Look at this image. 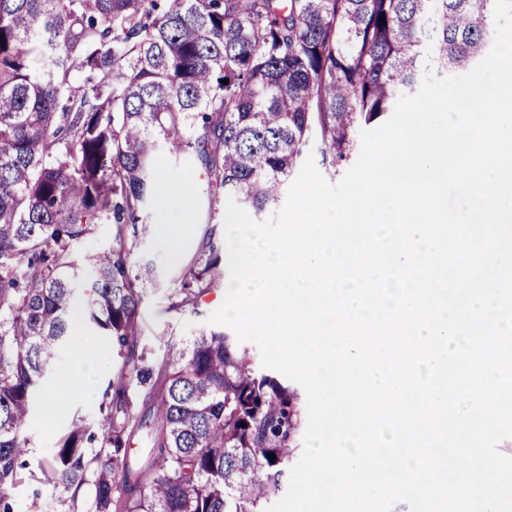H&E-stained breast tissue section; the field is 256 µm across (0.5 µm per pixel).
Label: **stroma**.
Returning a JSON list of instances; mask_svg holds the SVG:
<instances>
[{"instance_id": "stroma-1", "label": "stroma", "mask_w": 512, "mask_h": 512, "mask_svg": "<svg viewBox=\"0 0 512 512\" xmlns=\"http://www.w3.org/2000/svg\"><path fill=\"white\" fill-rule=\"evenodd\" d=\"M156 167L161 175V184L180 189L188 199L189 218L194 224L193 234L183 240L179 253L163 248L155 237L139 242L135 250L136 255H149L161 271L159 285L145 286L138 317L142 329L141 344L157 356L162 354L168 339H183L206 329L208 317L224 302V290L220 287L204 297L193 310L172 307L170 294L178 287L183 273L197 259L204 236H212L218 242L224 240L223 218H210L209 213L213 210L221 213L225 203L209 200L202 175L191 159L183 158L175 162L162 156L158 158ZM77 333L89 337V348L100 360L96 393L88 398L74 388L65 392L67 412L62 416L47 409L45 393H38L24 430L27 443L20 457V475L9 490L14 512H89L92 505L93 484H85L78 496L74 497L43 482L41 474L60 439L74 423L82 420L92 422L98 418L103 393L112 378L114 357L110 339L101 330L84 322L80 323Z\"/></svg>"}]
</instances>
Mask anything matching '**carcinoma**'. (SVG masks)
Returning a JSON list of instances; mask_svg holds the SVG:
<instances>
[{"mask_svg":"<svg viewBox=\"0 0 512 512\" xmlns=\"http://www.w3.org/2000/svg\"><path fill=\"white\" fill-rule=\"evenodd\" d=\"M494 6L0 0V512H12L22 431L77 312L112 340V398L60 440L44 480L75 495L93 475V512H266L300 428L297 393L223 330L170 339L160 357L139 349L142 285L160 272L131 255L153 232L156 153L191 157L210 202L233 198L259 217L310 144L334 171L424 70L480 63ZM104 220L112 243L77 263ZM223 279V250L206 237L175 306H198ZM142 431L149 452L135 462Z\"/></svg>","mask_w":512,"mask_h":512,"instance_id":"carcinoma-1","label":"carcinoma"}]
</instances>
